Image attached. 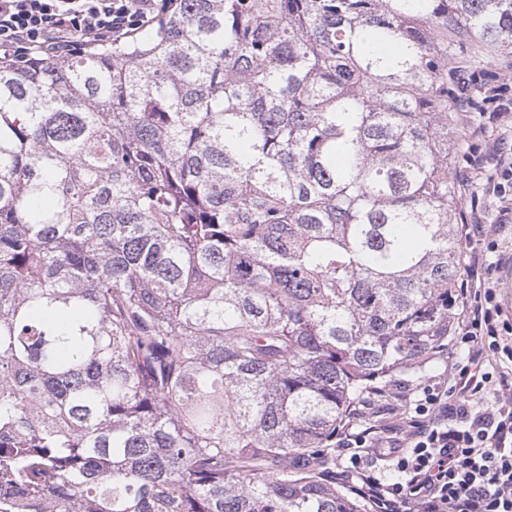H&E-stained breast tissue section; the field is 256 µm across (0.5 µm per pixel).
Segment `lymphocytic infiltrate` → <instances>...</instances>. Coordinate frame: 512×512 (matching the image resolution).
Segmentation results:
<instances>
[{
  "label": "lymphocytic infiltrate",
  "instance_id": "1",
  "mask_svg": "<svg viewBox=\"0 0 512 512\" xmlns=\"http://www.w3.org/2000/svg\"><path fill=\"white\" fill-rule=\"evenodd\" d=\"M175 0H0V63L20 65L33 52L61 62L103 43L135 38ZM470 264L457 293L455 333L468 348L452 366L455 383L420 388L410 402L403 438H385L352 415L336 432L349 451L336 478L366 499L371 512H512V376L484 371L485 351L512 358V323L504 320L498 284L478 271L499 244L482 225L466 235ZM386 448L397 477L362 464L365 448Z\"/></svg>",
  "mask_w": 512,
  "mask_h": 512
}]
</instances>
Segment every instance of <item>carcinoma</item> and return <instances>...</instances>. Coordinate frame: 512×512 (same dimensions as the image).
I'll list each match as a JSON object with an SVG mask.
<instances>
[{
    "instance_id": "carcinoma-1",
    "label": "carcinoma",
    "mask_w": 512,
    "mask_h": 512,
    "mask_svg": "<svg viewBox=\"0 0 512 512\" xmlns=\"http://www.w3.org/2000/svg\"><path fill=\"white\" fill-rule=\"evenodd\" d=\"M465 42L512 0H179L0 65V512H369L336 427L453 331Z\"/></svg>"
}]
</instances>
